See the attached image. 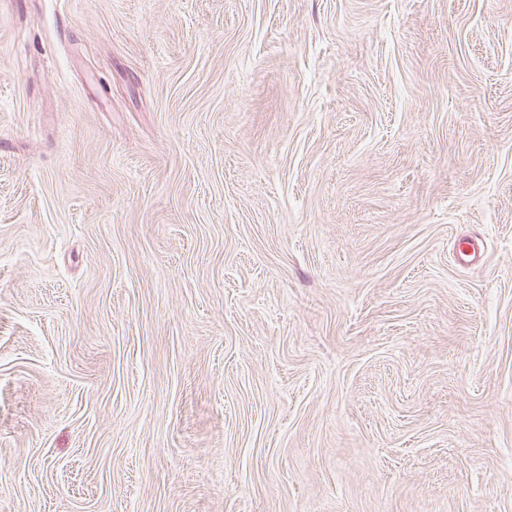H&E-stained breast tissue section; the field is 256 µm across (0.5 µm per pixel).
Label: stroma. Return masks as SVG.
<instances>
[{
	"label": "stroma",
	"mask_w": 512,
	"mask_h": 512,
	"mask_svg": "<svg viewBox=\"0 0 512 512\" xmlns=\"http://www.w3.org/2000/svg\"><path fill=\"white\" fill-rule=\"evenodd\" d=\"M0 512H512V0H0Z\"/></svg>",
	"instance_id": "obj_1"
}]
</instances>
